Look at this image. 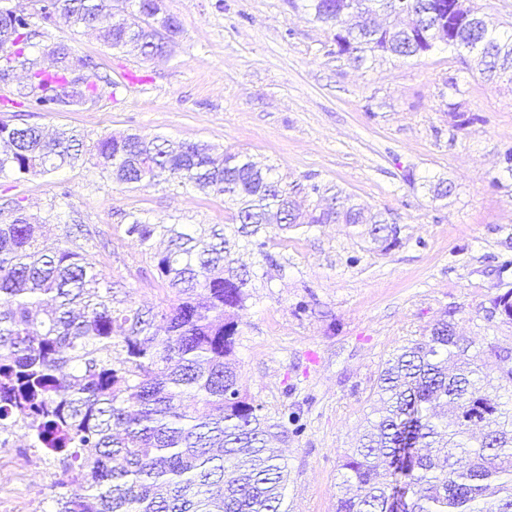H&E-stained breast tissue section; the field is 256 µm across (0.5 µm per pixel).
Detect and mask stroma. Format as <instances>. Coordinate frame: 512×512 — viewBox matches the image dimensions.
<instances>
[{
    "instance_id": "obj_1",
    "label": "stroma",
    "mask_w": 512,
    "mask_h": 512,
    "mask_svg": "<svg viewBox=\"0 0 512 512\" xmlns=\"http://www.w3.org/2000/svg\"><path fill=\"white\" fill-rule=\"evenodd\" d=\"M182 31L174 53L147 61L118 53L60 20L29 21L70 44L115 81L76 112L0 109V120L45 132L163 134L242 152L276 176L302 204L311 184L391 217L399 242L374 248L350 224L268 231L277 267L240 251L249 297L236 310L235 359L243 390L271 422L297 416L298 432L278 446L288 465V512H335L338 465L371 413L384 363L442 317L476 347L512 349V320L492 300L512 289V81H486L474 62L438 45L407 61L350 64L335 29L310 0H164ZM474 117L452 131L448 105ZM447 182L440 198L432 187ZM68 198H61V191ZM48 220L49 238L86 225L84 247L111 278L118 299L157 308L175 295L152 260L125 234L130 215L153 224L224 225L223 196L174 184L120 185L94 159L50 175L0 176V222L14 202ZM51 464L22 434L0 447V498L41 512Z\"/></svg>"
}]
</instances>
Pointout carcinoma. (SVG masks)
<instances>
[{
    "instance_id": "cac0c4a2",
    "label": "carcinoma",
    "mask_w": 512,
    "mask_h": 512,
    "mask_svg": "<svg viewBox=\"0 0 512 512\" xmlns=\"http://www.w3.org/2000/svg\"><path fill=\"white\" fill-rule=\"evenodd\" d=\"M315 18L347 32L338 54L356 65L381 55L408 60L442 43L488 78L512 73V36L474 12L466 27L440 31L448 0H311ZM153 0H38L36 13L97 33L113 50L151 59L175 38L152 23ZM0 82L24 71L0 106L73 112L112 81L64 42L13 17L0 0ZM451 127L472 121L448 104ZM0 174L20 180L73 165L85 154L130 189L175 183L217 193L235 205L231 234L207 235L184 224L131 216L126 234L150 255L177 300L157 311L124 307L112 281L96 269L77 235L48 245L35 232L50 220L15 204L0 224V434L19 427L56 467L53 512H288L287 466L268 447L273 429L260 404L242 391L236 369L238 323L248 279L232 250L246 239L264 260L270 214L278 228L301 224H369L388 250L397 227L360 204L307 209L266 168L243 153L212 155L204 143L137 133L48 136L34 124L0 122ZM493 310L512 319V291ZM162 325L164 335L157 334ZM482 352L448 321L386 362L377 395L379 418L340 464L336 512H512V408L497 391L512 389V364L498 385L483 383ZM477 418L471 440L464 419Z\"/></svg>"
}]
</instances>
